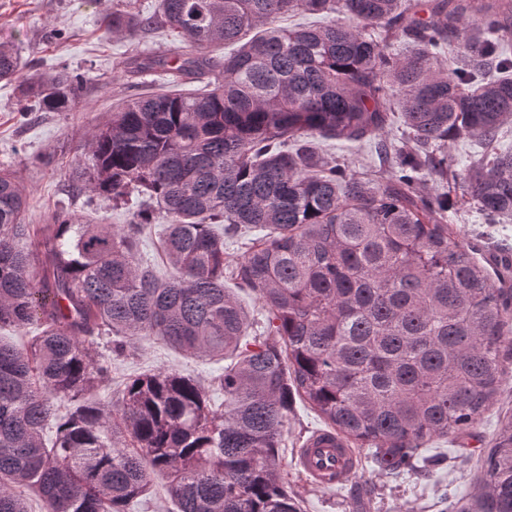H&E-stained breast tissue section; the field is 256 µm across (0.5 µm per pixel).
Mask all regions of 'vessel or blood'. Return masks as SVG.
<instances>
[{"label":"vessel or blood","mask_w":512,"mask_h":512,"mask_svg":"<svg viewBox=\"0 0 512 512\" xmlns=\"http://www.w3.org/2000/svg\"><path fill=\"white\" fill-rule=\"evenodd\" d=\"M296 462L309 482L324 487L345 483L357 468L354 451L346 448L339 436L326 431L315 433L298 450Z\"/></svg>","instance_id":"1"}]
</instances>
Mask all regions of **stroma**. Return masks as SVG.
I'll return each instance as SVG.
<instances>
[{
    "label": "stroma",
    "mask_w": 512,
    "mask_h": 512,
    "mask_svg": "<svg viewBox=\"0 0 512 512\" xmlns=\"http://www.w3.org/2000/svg\"><path fill=\"white\" fill-rule=\"evenodd\" d=\"M122 0H0V41L11 42L31 79L60 68L85 75L84 110L22 113L16 83L0 81V167L15 171L29 189L25 223H45L52 210L68 207L101 224H126L132 206L114 207L111 200L76 189L75 173L90 164L89 132L103 122L113 106L126 98L159 88L164 77L152 72L139 83L126 80L129 59L138 54L169 55L189 47L161 30L135 37L112 36L100 26L102 15ZM451 238L473 247L476 258L494 269L512 259V222L492 224L474 210L450 211ZM96 364L108 376L97 393L102 403L118 405L128 378L144 371L178 370L210 382L223 361L181 355L154 337L137 339L134 350L115 357L110 337L93 346ZM496 394L466 434H449L426 442L423 459L443 455L431 474L415 469L392 477L375 461L374 449L360 447L353 483L368 482L372 491L356 496L349 488L311 485L294 463L298 448L322 429L323 421L301 399H294L283 430L281 472L289 492L302 499V512H459L476 497L480 467L502 429L512 422V358Z\"/></svg>",
    "instance_id": "35a3bbf8"
}]
</instances>
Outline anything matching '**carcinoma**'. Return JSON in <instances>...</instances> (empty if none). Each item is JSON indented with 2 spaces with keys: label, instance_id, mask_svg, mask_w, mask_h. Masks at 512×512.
Here are the masks:
<instances>
[{
  "label": "carcinoma",
  "instance_id": "obj_1",
  "mask_svg": "<svg viewBox=\"0 0 512 512\" xmlns=\"http://www.w3.org/2000/svg\"><path fill=\"white\" fill-rule=\"evenodd\" d=\"M428 12L418 0H158L149 17L104 15L108 34L154 27L199 49L137 57L130 76L204 88L132 96L88 134L84 189L115 206L141 198L121 228L65 209L24 224L28 191L0 168V327H37L25 351L0 338V512H28L26 490L45 512H130L158 473L176 512H301L280 471L296 397L395 474L423 442L475 422L512 350V293L451 241L448 192L418 185L451 179L460 205L512 217V149L464 174L448 155L450 140L492 144L512 124V0H430ZM295 13L312 21L279 24ZM215 46L228 51L205 52ZM0 79L21 80L40 112L76 109L85 82L65 69L21 79L9 42ZM395 115L400 148L380 138ZM376 136V177L323 149ZM157 211L167 277L139 257ZM255 229L230 261L224 236ZM102 336L117 354L156 336L226 360L213 378L224 410L175 371L129 379L109 409L95 395ZM462 512H512V427Z\"/></svg>",
  "mask_w": 512,
  "mask_h": 512
}]
</instances>
